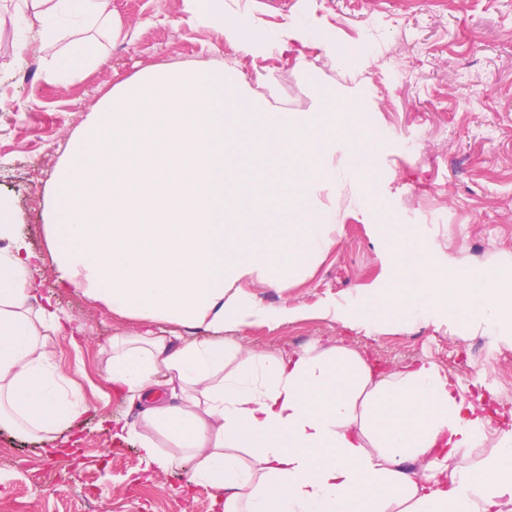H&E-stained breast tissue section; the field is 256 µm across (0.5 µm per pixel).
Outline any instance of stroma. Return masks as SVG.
Wrapping results in <instances>:
<instances>
[{
	"instance_id": "35a3bbf8",
	"label": "stroma",
	"mask_w": 512,
	"mask_h": 512,
	"mask_svg": "<svg viewBox=\"0 0 512 512\" xmlns=\"http://www.w3.org/2000/svg\"><path fill=\"white\" fill-rule=\"evenodd\" d=\"M112 8L124 38L96 32L104 63L59 81L43 61L31 11L22 0H0V199L40 259L41 294L82 327L77 341L56 337L53 361L86 408L79 426L51 440L0 426V492L22 512H224L211 488L188 484L183 469L146 465L137 438L116 436L114 423H137L139 409L108 393L101 375L111 338L133 333L138 322L88 301L77 288L59 287L46 239L53 172L115 85L149 69L217 68L235 58L221 34L194 21L186 0H112ZM224 10L248 14L268 32L310 20L343 45L372 41L377 47L363 68L337 67L306 49L312 76L278 66L272 92L258 89L251 63L241 68L244 91L258 93L262 112H311L322 93L365 88L377 150L370 189L357 186L336 197L331 251L293 273L274 269L276 285L252 287L261 307L299 314L243 329L241 352L319 353L344 341L386 369L431 362L454 375L463 392L486 386L512 399L510 337L493 338L511 358L489 384L485 370L458 364L484 330L459 337L449 318L436 325L392 318L348 328L324 310L329 300L371 298L382 288L388 272L376 211L385 206L431 242L437 259L512 273V0H224ZM21 41L27 47L20 53ZM417 135L424 138L422 154L404 156L403 140ZM17 455L65 468L67 486L40 494L14 463Z\"/></svg>"
}]
</instances>
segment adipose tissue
<instances>
[{
  "label": "adipose tissue",
  "mask_w": 512,
  "mask_h": 512,
  "mask_svg": "<svg viewBox=\"0 0 512 512\" xmlns=\"http://www.w3.org/2000/svg\"><path fill=\"white\" fill-rule=\"evenodd\" d=\"M192 16L244 58L307 44L308 26L271 34L224 0H190ZM56 78L98 67L90 38L58 50L69 31L122 28L110 0H33ZM236 69H157L116 85L74 140L50 185L49 248L60 281L93 303L142 321L112 339L105 380L142 404L137 437L147 463L187 465L224 512H504L512 505V408L493 427L458 380L418 362L376 375L355 349L241 354L238 328L292 318L251 301L268 262L295 268L334 246L338 189L368 181L373 148L348 129L362 96L320 99L313 112L258 117ZM348 151L337 156L336 143ZM263 158L261 190L245 194L226 155ZM284 205L261 218L268 202ZM36 257L0 200V424L52 437L76 423L53 363L68 332L51 307L29 304ZM164 321L198 329L155 333ZM484 448L471 460L468 449Z\"/></svg>",
  "instance_id": "obj_1"
}]
</instances>
